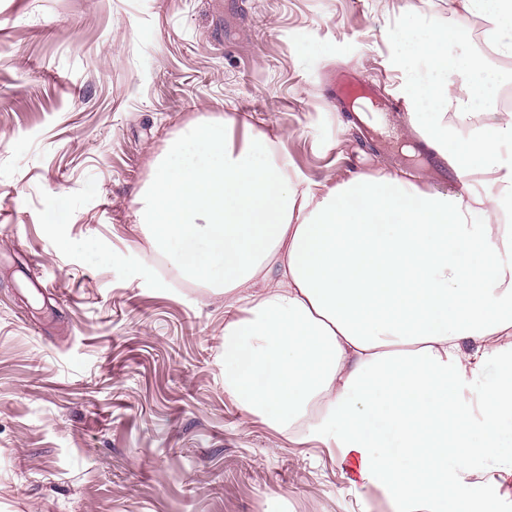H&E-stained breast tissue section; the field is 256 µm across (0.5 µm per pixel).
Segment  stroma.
<instances>
[{
	"instance_id": "35a3bbf8",
	"label": "stroma",
	"mask_w": 512,
	"mask_h": 512,
	"mask_svg": "<svg viewBox=\"0 0 512 512\" xmlns=\"http://www.w3.org/2000/svg\"><path fill=\"white\" fill-rule=\"evenodd\" d=\"M408 10L462 23L448 0H0V512H394L225 393L224 297L173 277L137 210L167 142L226 118L316 182L453 193L392 65ZM351 64L394 111L327 100Z\"/></svg>"
}]
</instances>
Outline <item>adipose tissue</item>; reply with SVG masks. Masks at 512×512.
<instances>
[{"mask_svg": "<svg viewBox=\"0 0 512 512\" xmlns=\"http://www.w3.org/2000/svg\"><path fill=\"white\" fill-rule=\"evenodd\" d=\"M482 23V46L408 15L388 31L414 114L483 115L454 155L487 191H421L400 175L328 184L292 174L268 136L229 143L203 122L156 162L137 211L178 275L224 293V390L299 444L332 441L340 463L407 512H469L460 495L512 412V0H448ZM510 365L491 386L474 380Z\"/></svg>", "mask_w": 512, "mask_h": 512, "instance_id": "adipose-tissue-1", "label": "adipose tissue"}]
</instances>
